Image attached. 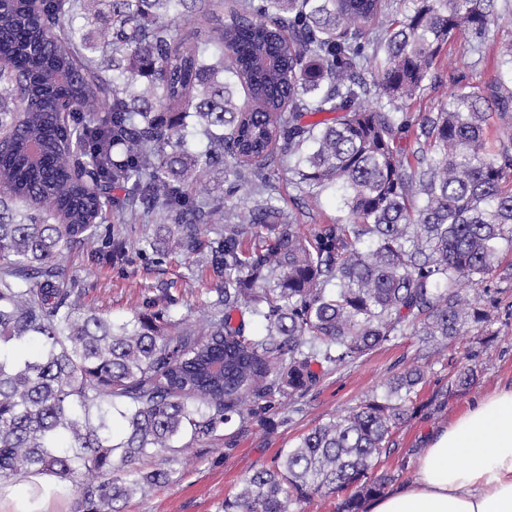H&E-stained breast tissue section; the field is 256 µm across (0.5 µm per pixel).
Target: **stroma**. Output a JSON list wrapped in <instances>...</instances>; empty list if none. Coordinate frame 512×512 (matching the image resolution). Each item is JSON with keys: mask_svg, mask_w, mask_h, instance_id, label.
Returning a JSON list of instances; mask_svg holds the SVG:
<instances>
[{"mask_svg": "<svg viewBox=\"0 0 512 512\" xmlns=\"http://www.w3.org/2000/svg\"><path fill=\"white\" fill-rule=\"evenodd\" d=\"M512 42V0H495L494 20L483 37L463 32L445 46L432 73V88L420 98L408 102L411 115L436 111L447 101L459 73L470 82L484 84L493 74L490 62L497 50ZM120 231L126 239L123 258L110 259L103 242L66 254L64 263L71 276L86 290L85 302L99 311L121 320L141 308L146 289H169L179 303L171 310L175 317L195 321L198 310L208 299V285L199 278L207 262L206 255L191 257L180 252L160 256L146 247L143 239L152 235L153 225L105 222L101 234ZM489 294L497 307L492 314L491 330L497 336L490 346L480 344L475 333L456 337L447 350L424 357L413 336L394 343L329 374L303 399L299 412L290 422L245 425L231 422L221 426L208 439L193 443L190 450L169 458L161 453L138 460L141 469H171L170 484L136 495L123 512H224V498L234 492L244 477L265 466L283 448L293 447L299 436L329 418L344 414L365 396L383 394L387 379L413 363L423 365L428 382L419 393L420 401L429 400L440 383L446 382L468 360L480 367L474 395L512 384V280L490 279ZM468 397L449 401L438 418H412L395 435L400 448L420 447L432 432L444 428L468 404ZM235 447H227L228 438Z\"/></svg>", "mask_w": 512, "mask_h": 512, "instance_id": "35a3bbf8", "label": "stroma"}]
</instances>
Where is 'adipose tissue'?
Returning a JSON list of instances; mask_svg holds the SVG:
<instances>
[{
  "label": "adipose tissue",
  "mask_w": 512,
  "mask_h": 512,
  "mask_svg": "<svg viewBox=\"0 0 512 512\" xmlns=\"http://www.w3.org/2000/svg\"><path fill=\"white\" fill-rule=\"evenodd\" d=\"M370 512H512V384L472 403L433 432L411 477ZM0 512H66L54 482L30 475L0 485Z\"/></svg>",
  "instance_id": "obj_1"
}]
</instances>
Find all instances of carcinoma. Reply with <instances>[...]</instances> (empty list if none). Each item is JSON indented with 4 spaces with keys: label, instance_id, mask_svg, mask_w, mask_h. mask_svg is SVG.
Here are the masks:
<instances>
[{
    "label": "carcinoma",
    "instance_id": "carcinoma-1",
    "mask_svg": "<svg viewBox=\"0 0 512 512\" xmlns=\"http://www.w3.org/2000/svg\"><path fill=\"white\" fill-rule=\"evenodd\" d=\"M29 0L0 2V482L48 476L86 512H122L172 470L142 471L234 419L268 421L324 376L401 336L438 353L495 332L477 292L512 278V136L485 153L490 116L512 127V43L482 86L467 77L436 112L426 89L462 31L485 33L494 0ZM93 12L97 35L74 25ZM191 9L217 21L180 28ZM382 55L372 79L365 48ZM321 119L311 120V117ZM341 192L344 215L299 232L275 169ZM223 170L252 205L198 200ZM116 212L158 225L155 252L205 253L215 287L198 323L136 312L117 324L83 302L64 254ZM264 325L253 333L242 310ZM41 341L12 360L6 347ZM479 378L464 365L426 403L420 365L383 395L315 426L242 479L224 512H297L342 495L366 512L407 462L393 435L439 415ZM126 423L114 438L112 416Z\"/></svg>",
    "mask_w": 512,
    "mask_h": 512
}]
</instances>
